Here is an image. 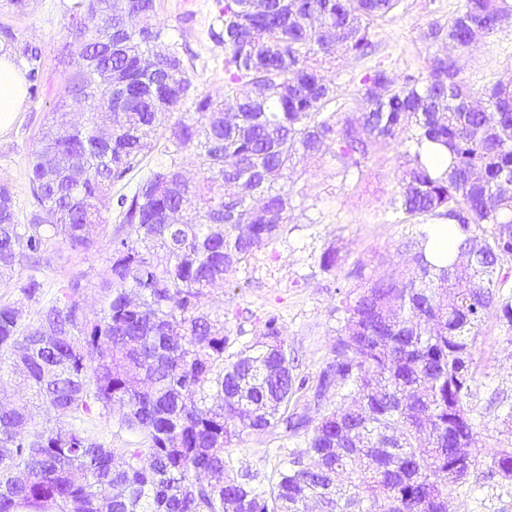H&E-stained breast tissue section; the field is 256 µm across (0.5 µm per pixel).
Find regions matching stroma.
<instances>
[{"label":"stroma","instance_id":"35a3bbf8","mask_svg":"<svg viewBox=\"0 0 512 512\" xmlns=\"http://www.w3.org/2000/svg\"><path fill=\"white\" fill-rule=\"evenodd\" d=\"M458 4L459 0H402L393 20L372 29L373 54L337 53L326 75L337 87L343 111L361 112L359 79L376 65L398 77L424 72L429 57L442 48L441 43L428 39V28L435 22L447 23ZM72 5L73 0H28L27 9L19 12L7 0H0V35L11 33L39 54L37 62L22 58L17 63L25 73L37 69L38 77L34 88L26 91L14 125L0 133V182L11 188L23 222L32 211L30 154L48 114L65 93L70 67L62 62L61 50L73 40ZM156 19L182 47L196 93L223 94L224 49L212 38L213 31L221 27L216 0H156ZM511 45L509 27L462 53L464 76L477 87L501 77L512 78V54L507 51ZM399 151L396 145L379 151L359 178L344 175L326 153L306 162L305 173L293 187L283 237L252 259L237 286L215 291L217 305L229 312L225 330L249 345L258 339L267 315H279L287 343L295 351L296 374L311 377L319 372L336 337L338 287L357 292L371 280L402 270L418 238V225L388 221ZM174 160L187 177H195L190 153L173 159L163 148H155L141 169L113 185L102 210L104 229L93 247L81 251L47 248L38 268L44 283L42 301L55 298L59 287L77 277L84 286V304L96 306L98 286L110 276L118 198L131 194L146 172ZM329 248L339 257L332 273L319 265L321 254ZM474 352L478 375L470 407L481 424L478 445L487 450L512 447V425L502 421L494 406L498 400L512 402V332L495 315H488ZM281 445L278 433H266L247 437L226 454L235 471L250 473L264 485L275 476L276 450ZM448 512H512V481L488 476L485 464H477L469 481L449 494Z\"/></svg>","mask_w":512,"mask_h":512}]
</instances>
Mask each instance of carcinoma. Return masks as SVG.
<instances>
[{
    "label": "carcinoma",
    "instance_id": "cac0c4a2",
    "mask_svg": "<svg viewBox=\"0 0 512 512\" xmlns=\"http://www.w3.org/2000/svg\"><path fill=\"white\" fill-rule=\"evenodd\" d=\"M402 0H222L224 95L199 96L177 44L154 23L155 0H75L78 61L32 153L30 223L0 184V283L50 244L92 247L99 205L160 140L191 152L152 170L119 202L111 275L98 307L70 280L35 322L0 303V381L28 396L0 397V512H448V491L477 464L474 346L487 313L512 331L500 294L512 260V82L476 93L458 56L435 53L422 74L398 79L378 65L360 79L363 112L336 108L326 65L372 47L371 29ZM512 24V0H461L430 36L459 52ZM0 50L38 52L12 36ZM150 58L152 72L141 63ZM192 101L167 126L162 118ZM399 155L393 223L458 228L440 265L418 245L405 269L336 306L331 357L297 377L280 317L261 340L224 333L215 288L237 282L256 253L282 237L301 163L328 151L363 173L376 152ZM427 149L446 154L428 165ZM43 284L31 275L28 301ZM59 425H31L32 408ZM117 413L137 437L109 448L80 422ZM27 428L24 435L18 427ZM305 437L274 481L233 472L225 457L249 435ZM512 480V448L486 456Z\"/></svg>",
    "mask_w": 512,
    "mask_h": 512
}]
</instances>
